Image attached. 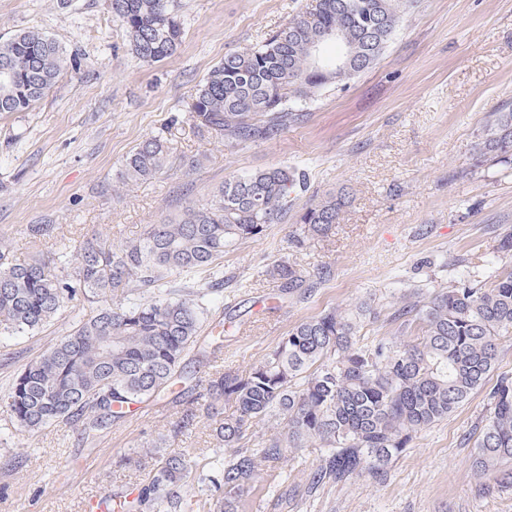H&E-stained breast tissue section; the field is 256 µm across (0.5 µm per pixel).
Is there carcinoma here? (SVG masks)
Here are the masks:
<instances>
[{
	"label": "carcinoma",
	"instance_id": "obj_1",
	"mask_svg": "<svg viewBox=\"0 0 512 512\" xmlns=\"http://www.w3.org/2000/svg\"><path fill=\"white\" fill-rule=\"evenodd\" d=\"M413 0H316L260 44L224 55L198 84L190 103L197 126L231 146L273 138L304 117L321 89L371 69L399 29ZM132 53L153 64L181 43L176 0H111ZM341 31L353 62L338 70L309 65L312 47ZM71 62L48 35L34 30L0 38V113L26 112L43 99ZM479 161H512V104L489 115L472 145ZM168 146L150 136L129 154L117 179L164 173ZM304 175L288 166L224 180L204 203L163 216L142 237L120 244L108 236L62 241L26 261L0 242V335L32 333L83 299L95 304L72 329L13 378L7 407L14 429L33 432L59 421L79 427L82 442L120 423L133 407L159 395L174 410V434L208 421L218 447L200 469L189 455L167 450L159 436L141 457L147 478L133 484L128 512H196L194 491L210 492L214 512H241L258 477L282 474L288 455L313 443L327 448L304 491L357 477L379 481L413 437L447 418L480 389L498 363L499 341L512 335V270L490 283L465 276L410 306L421 335L370 345L354 313L324 312L281 337L247 370L218 369L203 385L176 389L207 305L224 293L217 260L265 235L293 208ZM349 203L345 191L303 208V236L327 237ZM201 276L177 288L173 279ZM285 292L299 286L285 260L266 269ZM233 411H224L225 406ZM490 412L474 443L473 466L512 486V380L490 394ZM270 434L255 436L262 421Z\"/></svg>",
	"mask_w": 512,
	"mask_h": 512
}]
</instances>
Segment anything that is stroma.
I'll return each instance as SVG.
<instances>
[{"label":"stroma","instance_id":"1","mask_svg":"<svg viewBox=\"0 0 512 512\" xmlns=\"http://www.w3.org/2000/svg\"><path fill=\"white\" fill-rule=\"evenodd\" d=\"M314 3L179 0L178 50L146 65L109 0H72L65 9L0 0V35L39 30L76 56L37 105L0 114V239L20 260L63 240H133L161 216L206 202L229 177L278 165L303 172L306 188L284 222L220 261L229 282L204 318L199 342L208 352L184 360L202 377L250 368L291 327L332 308L367 307L362 336L409 340L418 330L404 307L467 271L491 278L512 269V257L495 249L512 233V165L474 164L471 151L489 115L512 103V0H416L377 64L320 90L304 122L238 146L198 133L190 103L209 70ZM151 135L168 143L166 173L117 183L126 156ZM187 155L199 158L197 169L183 166ZM343 186L351 201L332 234L296 245L302 207ZM35 224L48 234L30 235ZM278 259L301 280L282 302L264 273ZM71 325L67 311L35 334L0 339V512H86L89 500L143 477L120 458L170 430V414L148 405L89 447L70 424L14 431L4 401L10 381ZM214 329L222 347L210 345ZM504 376L512 378V338L501 340L485 385L419 432L383 480L359 477L305 498L325 450L291 454L288 512H512V488L472 466L490 393Z\"/></svg>","mask_w":512,"mask_h":512}]
</instances>
